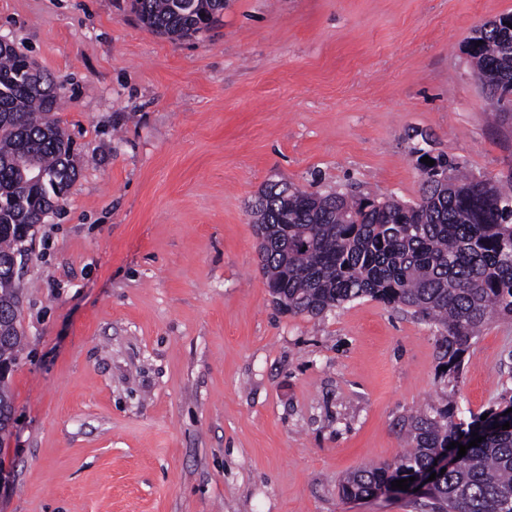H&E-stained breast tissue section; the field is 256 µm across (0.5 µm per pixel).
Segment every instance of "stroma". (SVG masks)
Wrapping results in <instances>:
<instances>
[{"label": "stroma", "mask_w": 512, "mask_h": 512, "mask_svg": "<svg viewBox=\"0 0 512 512\" xmlns=\"http://www.w3.org/2000/svg\"><path fill=\"white\" fill-rule=\"evenodd\" d=\"M512 0H228L172 41L130 0H0L64 85L77 177L25 267L0 512H429L343 500L417 410L469 419L512 390V320L457 385L431 323L369 298L273 303L250 205L269 181L418 200V150L512 172L465 43Z\"/></svg>", "instance_id": "1"}]
</instances>
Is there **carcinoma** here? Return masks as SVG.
<instances>
[{"label":"carcinoma","mask_w":512,"mask_h":512,"mask_svg":"<svg viewBox=\"0 0 512 512\" xmlns=\"http://www.w3.org/2000/svg\"><path fill=\"white\" fill-rule=\"evenodd\" d=\"M138 20L170 40L213 26L224 0H134ZM505 16L474 31L468 55L493 112H507L512 90V28ZM482 44H477V41ZM27 55L0 52V362L15 366L25 348L19 334L21 288L8 260L24 227L50 201L65 198L77 168L70 136L49 119L61 85L32 73ZM35 160L52 176L43 186L22 181ZM422 165L418 201L369 194L309 192L290 183L261 190L252 206L261 269L279 309L318 317L369 297L406 308L438 326V359L448 381L459 379L471 340L495 319H512V174L506 182L463 173L444 155ZM10 374L0 376V434H10ZM512 408H491L455 420L453 407L412 418L408 449L396 461L370 464L341 481L343 497L392 491L391 482L429 471L452 442L478 433L482 442L423 486L431 512H512V428H493Z\"/></svg>","instance_id":"cac0c4a2"}]
</instances>
